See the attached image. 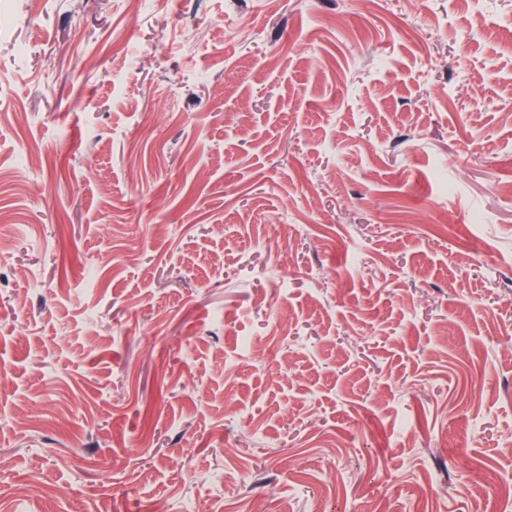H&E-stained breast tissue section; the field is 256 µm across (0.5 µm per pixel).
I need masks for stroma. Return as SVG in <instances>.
Returning a JSON list of instances; mask_svg holds the SVG:
<instances>
[{"mask_svg": "<svg viewBox=\"0 0 512 512\" xmlns=\"http://www.w3.org/2000/svg\"><path fill=\"white\" fill-rule=\"evenodd\" d=\"M512 0H0V512H503Z\"/></svg>", "mask_w": 512, "mask_h": 512, "instance_id": "35a3bbf8", "label": "stroma"}]
</instances>
